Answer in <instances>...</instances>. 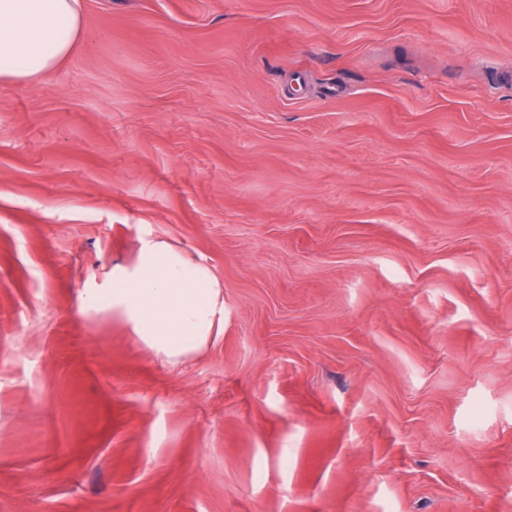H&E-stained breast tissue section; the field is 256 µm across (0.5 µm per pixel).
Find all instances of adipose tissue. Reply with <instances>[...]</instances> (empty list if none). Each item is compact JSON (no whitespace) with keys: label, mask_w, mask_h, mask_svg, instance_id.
<instances>
[{"label":"adipose tissue","mask_w":512,"mask_h":512,"mask_svg":"<svg viewBox=\"0 0 512 512\" xmlns=\"http://www.w3.org/2000/svg\"><path fill=\"white\" fill-rule=\"evenodd\" d=\"M82 25L78 0H0V81H33L57 67ZM81 297L88 321L121 320L170 364L187 361L224 328V289L209 266L150 237L133 262L92 278Z\"/></svg>","instance_id":"obj_1"}]
</instances>
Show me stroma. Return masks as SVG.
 I'll return each instance as SVG.
<instances>
[{
	"label": "stroma",
	"mask_w": 512,
	"mask_h": 512,
	"mask_svg": "<svg viewBox=\"0 0 512 512\" xmlns=\"http://www.w3.org/2000/svg\"><path fill=\"white\" fill-rule=\"evenodd\" d=\"M0 82V512H512V0H81ZM224 330L85 282L142 236ZM224 287L209 266L166 241L141 239L131 263H116L82 289L89 322L121 320L163 362L187 361L224 328Z\"/></svg>",
	"instance_id": "obj_1"
}]
</instances>
